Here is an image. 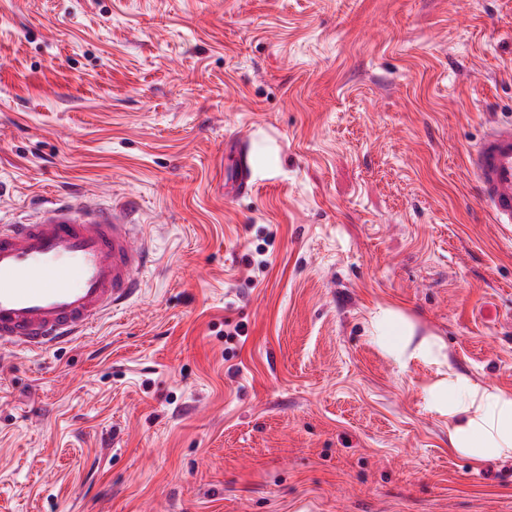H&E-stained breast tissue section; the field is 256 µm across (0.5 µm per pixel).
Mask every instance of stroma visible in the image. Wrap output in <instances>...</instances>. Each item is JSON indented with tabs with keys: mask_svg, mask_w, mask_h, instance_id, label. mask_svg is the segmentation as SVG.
Masks as SVG:
<instances>
[{
	"mask_svg": "<svg viewBox=\"0 0 512 512\" xmlns=\"http://www.w3.org/2000/svg\"><path fill=\"white\" fill-rule=\"evenodd\" d=\"M511 118L512 0H0V222L128 200L153 258L0 362V512H512L370 326L512 390V225L466 165ZM244 140H238L237 155L238 160L234 167L227 172V180L231 183L236 195L251 193L254 185L250 182V164L248 154L243 149ZM373 325L387 354L396 362L405 363L411 359L439 362V356L430 341L423 339L411 347L414 326L399 311L391 308L381 310L374 317Z\"/></svg>",
	"mask_w": 512,
	"mask_h": 512,
	"instance_id": "stroma-1",
	"label": "stroma"
}]
</instances>
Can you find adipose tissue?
Returning a JSON list of instances; mask_svg holds the SVG:
<instances>
[{"label": "adipose tissue", "mask_w": 512, "mask_h": 512, "mask_svg": "<svg viewBox=\"0 0 512 512\" xmlns=\"http://www.w3.org/2000/svg\"><path fill=\"white\" fill-rule=\"evenodd\" d=\"M373 325L396 362L438 361L430 341L413 343L414 327L399 311L381 310ZM430 393L434 410L448 419L449 448L477 463L512 458V391L482 386L452 371Z\"/></svg>", "instance_id": "obj_1"}]
</instances>
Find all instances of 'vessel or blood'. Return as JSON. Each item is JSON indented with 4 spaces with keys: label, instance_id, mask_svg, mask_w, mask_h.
I'll return each instance as SVG.
<instances>
[{
    "label": "vessel or blood",
    "instance_id": "1",
    "mask_svg": "<svg viewBox=\"0 0 512 512\" xmlns=\"http://www.w3.org/2000/svg\"><path fill=\"white\" fill-rule=\"evenodd\" d=\"M227 173L235 194L254 189L245 150ZM478 202L512 224V122L490 126L469 151ZM151 261L121 209L52 205L31 224H0V354L72 343L126 307Z\"/></svg>",
    "mask_w": 512,
    "mask_h": 512
}]
</instances>
